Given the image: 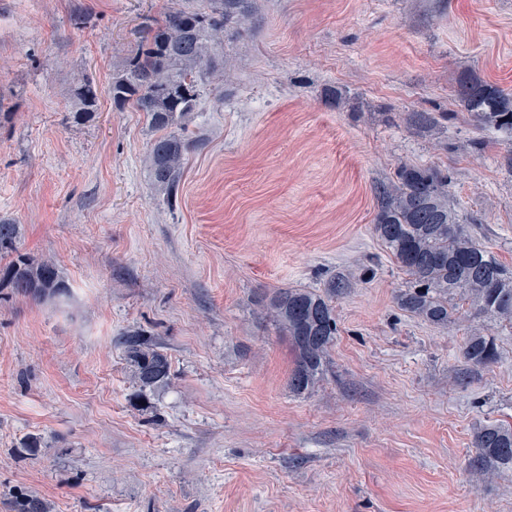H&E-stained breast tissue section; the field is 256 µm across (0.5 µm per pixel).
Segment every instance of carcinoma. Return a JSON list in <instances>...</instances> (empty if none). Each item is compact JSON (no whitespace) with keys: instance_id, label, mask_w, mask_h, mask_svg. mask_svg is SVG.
Instances as JSON below:
<instances>
[{"instance_id":"carcinoma-1","label":"carcinoma","mask_w":512,"mask_h":512,"mask_svg":"<svg viewBox=\"0 0 512 512\" xmlns=\"http://www.w3.org/2000/svg\"><path fill=\"white\" fill-rule=\"evenodd\" d=\"M251 0H201L197 8L172 7L141 30V50L112 76L113 105L141 112L155 132L148 148L154 184L170 200L177 194L188 155L197 147L189 126L200 107L208 82L222 81L224 26L246 24ZM77 112L89 116L97 106L93 81L84 79L74 89ZM475 125L512 138V95L487 81L470 79L455 90ZM448 172L434 166L403 164L395 179L377 187L374 232L409 277L399 291V308L435 325H446L459 309L483 321L462 348L472 369L498 362L500 328L512 329V273L489 248L461 223L448 203ZM20 225L0 219V286L33 297H60L67 285L49 263H34L18 249ZM350 281L339 276L323 294L306 288H282L271 299L265 316L290 337L295 367L289 385L296 393L312 388L324 374L327 357L338 334L333 299L346 292ZM127 363L146 402L171 382V361L138 331L121 336ZM473 475L512 472V423L480 426L474 436ZM12 512H49L43 500L15 494Z\"/></svg>"}]
</instances>
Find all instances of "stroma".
<instances>
[{"instance_id": "1", "label": "stroma", "mask_w": 512, "mask_h": 512, "mask_svg": "<svg viewBox=\"0 0 512 512\" xmlns=\"http://www.w3.org/2000/svg\"><path fill=\"white\" fill-rule=\"evenodd\" d=\"M178 2L0 0V218L70 287L61 304L0 288V512L17 491L51 512H512V474L468 471L476 428L512 423V331L467 375L474 321L401 310L409 279L372 229L376 186L436 165L512 271L507 142L454 99L473 76L512 93V0H253L224 32L232 77L204 91L171 207L143 113L109 86L137 28ZM340 275L328 368L295 393L292 342L262 306ZM129 329L171 359L147 406ZM77 111L81 115L89 116L95 112L97 106V91L93 81L88 77L74 89Z\"/></svg>"}]
</instances>
